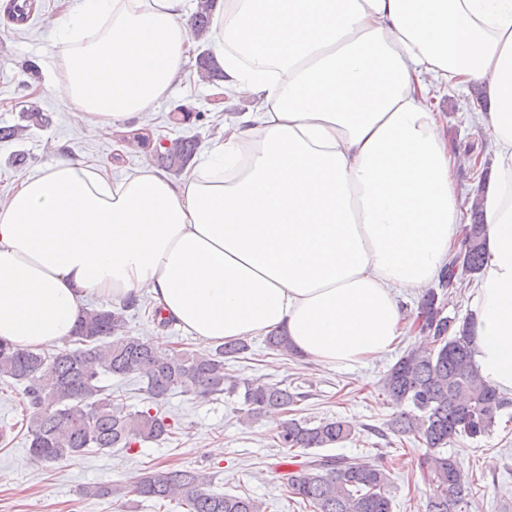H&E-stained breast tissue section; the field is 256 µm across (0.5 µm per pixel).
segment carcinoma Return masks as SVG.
Returning a JSON list of instances; mask_svg holds the SVG:
<instances>
[{"mask_svg":"<svg viewBox=\"0 0 512 512\" xmlns=\"http://www.w3.org/2000/svg\"><path fill=\"white\" fill-rule=\"evenodd\" d=\"M216 0H198L189 20L191 34L201 41L210 32ZM38 0H8L7 17L15 22L38 13ZM198 76L209 82L224 80L223 70L206 50L195 58ZM122 137L150 151L173 172L194 158V137H154L147 127L130 126ZM485 224L477 206L470 209L461 246L435 288L422 291L412 328L429 340L427 348L408 349L381 379V391L396 412L387 430L400 438L411 436L426 448V476L432 486L425 512H462L466 480L448 447L464 439L488 435L512 399L483 379L473 358L472 321L444 314L449 291L463 287L455 270L469 274L484 264ZM139 307V299L119 309L91 308L79 319L74 336L79 348L53 354L20 350L0 342V380L23 386L30 416L29 454L37 463H57L91 451L131 449L142 441H161L174 434V422L161 411L167 397L179 388L201 399L237 397L247 417L271 411L295 412L304 395L279 381L242 378L226 371L225 360L249 351L243 340L224 342L208 352L168 348L155 337L132 336L125 312ZM269 349L295 357L286 331L265 338ZM134 377L143 385L149 407L127 411L112 398L102 377ZM354 438L349 422L337 418H289L273 441L289 452L302 451L297 470L283 475L286 493L312 512H391L390 478L384 460L338 457L320 453ZM209 476L200 470L169 467L147 471L133 488L143 498L177 500L188 512H266L264 503L248 494H217L206 490ZM110 483L81 487L82 498H106L116 493Z\"/></svg>","mask_w":512,"mask_h":512,"instance_id":"cac0c4a2","label":"carcinoma"}]
</instances>
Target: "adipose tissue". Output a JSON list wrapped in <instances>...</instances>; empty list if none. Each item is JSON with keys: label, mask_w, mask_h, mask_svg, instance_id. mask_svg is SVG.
<instances>
[{"label": "adipose tissue", "mask_w": 512, "mask_h": 512, "mask_svg": "<svg viewBox=\"0 0 512 512\" xmlns=\"http://www.w3.org/2000/svg\"><path fill=\"white\" fill-rule=\"evenodd\" d=\"M188 0H76L53 92L88 133L148 111L195 44ZM224 93L251 101L173 179L59 159L0 204V340L65 345L95 293L150 296L200 347L286 330L327 368L389 350L397 292L429 287L463 229L437 101L483 86L494 176L474 358L512 396V0H221Z\"/></svg>", "instance_id": "adipose-tissue-1"}]
</instances>
